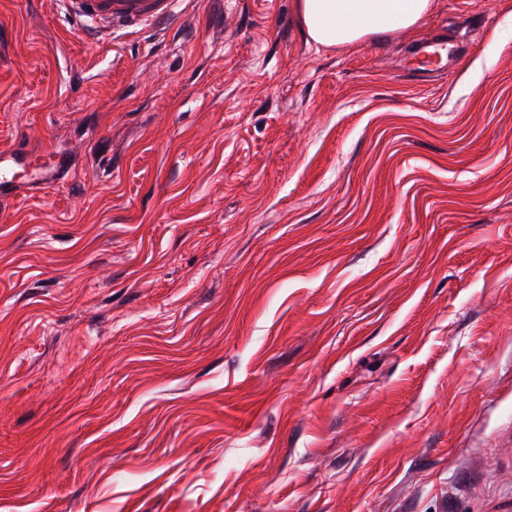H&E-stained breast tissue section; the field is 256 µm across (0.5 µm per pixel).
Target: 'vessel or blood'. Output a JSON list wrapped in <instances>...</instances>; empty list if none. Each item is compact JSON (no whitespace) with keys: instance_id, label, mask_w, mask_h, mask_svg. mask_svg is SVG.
<instances>
[{"instance_id":"vessel-or-blood-1","label":"vessel or blood","mask_w":512,"mask_h":512,"mask_svg":"<svg viewBox=\"0 0 512 512\" xmlns=\"http://www.w3.org/2000/svg\"><path fill=\"white\" fill-rule=\"evenodd\" d=\"M176 0H66V12L76 23L103 31L132 22L161 21L169 17ZM63 160L45 164L33 161L30 151L19 144L0 149V205L13 199L18 177L38 190L52 182L64 168Z\"/></svg>"}]
</instances>
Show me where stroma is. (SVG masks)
<instances>
[{
	"label": "stroma",
	"instance_id": "1",
	"mask_svg": "<svg viewBox=\"0 0 512 512\" xmlns=\"http://www.w3.org/2000/svg\"><path fill=\"white\" fill-rule=\"evenodd\" d=\"M16 142L65 168L0 208V512H512V0H0ZM66 12L79 25L111 30L132 22L161 21L178 4L175 0H66ZM309 39L323 48H346L395 29L417 26L431 0H299Z\"/></svg>",
	"mask_w": 512,
	"mask_h": 512
}]
</instances>
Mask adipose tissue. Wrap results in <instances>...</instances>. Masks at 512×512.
Returning <instances> with one entry per match:
<instances>
[{
    "label": "adipose tissue",
    "mask_w": 512,
    "mask_h": 512,
    "mask_svg": "<svg viewBox=\"0 0 512 512\" xmlns=\"http://www.w3.org/2000/svg\"><path fill=\"white\" fill-rule=\"evenodd\" d=\"M309 39L323 48H346L395 29L417 26L431 0H298Z\"/></svg>",
    "instance_id": "1"
}]
</instances>
